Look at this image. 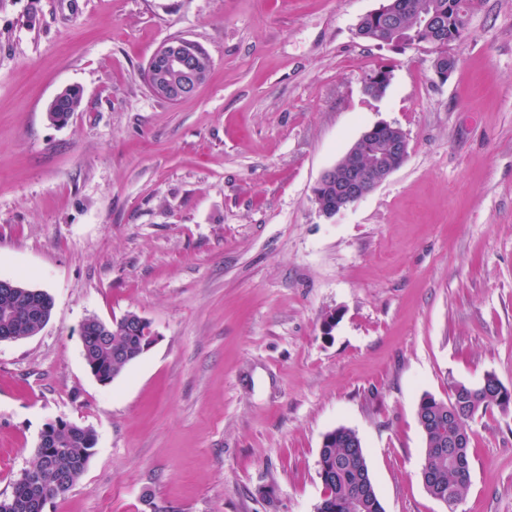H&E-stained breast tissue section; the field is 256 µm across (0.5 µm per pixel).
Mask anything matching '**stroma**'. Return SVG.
I'll use <instances>...</instances> for the list:
<instances>
[{
	"label": "stroma",
	"mask_w": 512,
	"mask_h": 512,
	"mask_svg": "<svg viewBox=\"0 0 512 512\" xmlns=\"http://www.w3.org/2000/svg\"><path fill=\"white\" fill-rule=\"evenodd\" d=\"M378 5L0 0V278L54 301L0 341V496L65 420L97 444L45 512H314L347 427L385 512H512V406L473 419L452 511L417 418L454 382L512 392V0H479L444 81L427 46L357 36ZM173 37L211 61L175 104L144 77ZM71 85L79 111L51 124ZM380 122L405 161L321 216V174ZM129 312L159 339L101 384L80 326ZM82 101L81 91L76 87H66L56 94L47 108V117L53 123L65 121L77 112Z\"/></svg>",
	"instance_id": "1"
}]
</instances>
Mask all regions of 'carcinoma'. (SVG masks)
Wrapping results in <instances>:
<instances>
[{
	"mask_svg": "<svg viewBox=\"0 0 512 512\" xmlns=\"http://www.w3.org/2000/svg\"><path fill=\"white\" fill-rule=\"evenodd\" d=\"M415 11L403 13L401 22L387 30V37L409 44L427 38L424 16L448 0H414ZM81 91L66 87L56 94L47 108L53 123L65 121L78 111ZM12 286L0 288V341H12L33 336L50 320L54 302L41 289L13 279ZM149 324L130 312L110 322H91L81 326L85 362L102 379L111 382L141 356V347L148 339ZM463 400L471 415L459 414L453 423L460 427L470 424L471 417L492 405L505 407L512 395L501 390L490 379L483 386L467 387L465 395L452 394L449 401L431 399L424 409L438 420H448V412L457 409ZM425 458L423 468L435 478V490L452 500H460L471 484L474 438L467 447H448V431L432 427L424 433ZM97 443L95 430L61 422L52 428L48 445L36 449V460L25 470L29 479H17L10 494L0 497V512H44L46 504L65 493L85 471ZM318 475L325 488L324 497L315 512H384L377 493L367 497L368 485H374L361 440L352 429L339 427L326 434L317 461Z\"/></svg>",
	"mask_w": 512,
	"mask_h": 512,
	"instance_id": "cac0c4a2",
	"label": "carcinoma"
}]
</instances>
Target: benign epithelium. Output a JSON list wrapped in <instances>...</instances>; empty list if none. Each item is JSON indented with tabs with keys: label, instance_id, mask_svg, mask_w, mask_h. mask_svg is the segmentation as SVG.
Returning a JSON list of instances; mask_svg holds the SVG:
<instances>
[{
	"label": "benign epithelium",
	"instance_id": "obj_1",
	"mask_svg": "<svg viewBox=\"0 0 512 512\" xmlns=\"http://www.w3.org/2000/svg\"><path fill=\"white\" fill-rule=\"evenodd\" d=\"M404 8L402 0H380L378 8L362 16L356 32L368 26L384 31ZM457 5L448 0V12H433L426 23L435 27L437 36L426 41L433 54V68L442 78L455 69L454 56L448 52L453 39L448 32L454 30ZM205 54L196 43L185 39H168L152 54L146 66V80L151 92L169 102L191 96L207 79L209 65ZM391 80V72L380 69L370 74L364 92L373 97L384 94ZM408 141L396 126L381 122L366 129L348 152L324 171L313 188V197L320 215L331 219L353 206L406 159Z\"/></svg>",
	"mask_w": 512,
	"mask_h": 512
}]
</instances>
